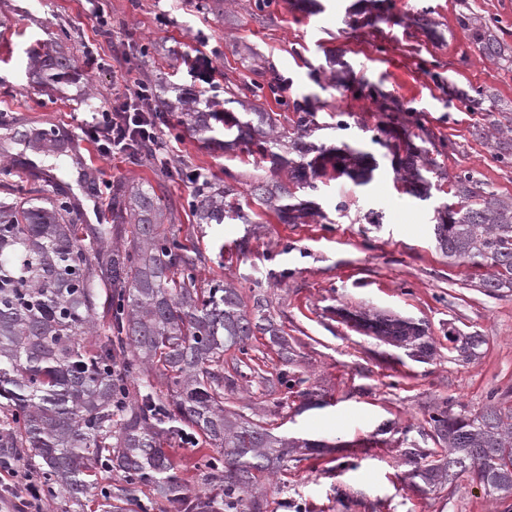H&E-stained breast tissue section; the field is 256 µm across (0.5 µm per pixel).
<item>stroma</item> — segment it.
I'll return each instance as SVG.
<instances>
[{
	"label": "stroma",
	"mask_w": 512,
	"mask_h": 512,
	"mask_svg": "<svg viewBox=\"0 0 512 512\" xmlns=\"http://www.w3.org/2000/svg\"><path fill=\"white\" fill-rule=\"evenodd\" d=\"M100 2L117 33L110 41L92 17ZM204 2L0 0V117L12 120L16 131L35 126L74 143L66 155L10 144L9 155L24 154L29 163L25 187L42 188L37 173H53L76 199L79 223L108 224L113 181L160 185L180 240L204 256L199 280L234 282L248 307L263 300L288 338L293 361L284 363L263 335L252 337L245 349H225L224 372L234 376L235 388L226 392L224 404L278 434L336 447L289 461L287 470L264 483L267 512H504L470 479L419 493L405 478L409 453L440 449L428 424L433 406L451 400L477 410L494 390L512 403V294L487 296L468 264H449L440 253L433 208L452 202V195L441 190L423 202L404 193L390 158L372 141L381 114L354 90L375 85L403 104L400 126L408 121L407 108L421 111L430 136L452 144L439 158L448 172L472 171L486 190L512 196V166L473 134L481 113L449 99L436 81L441 75L463 89H488L507 108L512 71L478 59L456 22L457 0H392L390 17L358 30L343 22L354 0H322L325 11L315 16L295 11L292 0H274L259 19L253 0H236L221 15ZM425 11L437 22L440 41L412 24ZM62 27L70 32L64 48L82 78L40 84L28 51L54 45ZM88 48L105 69L87 64ZM251 50L291 78L289 96L318 95L314 141L354 142L378 159L367 185L344 176L319 180L312 197L326 220L282 224L264 214L256 224L197 223L187 206L197 185L187 172L200 170L221 184L231 175L251 181L257 170L170 126L163 129L172 146L166 171L141 154L102 157L86 139L94 113L111 108L113 88L170 82L220 101L228 86L254 80L240 62ZM328 50L349 62L354 89L323 90L312 81L311 70L324 64ZM340 112L348 114L350 129H337ZM371 211L378 212V223L368 220ZM338 307L425 323L436 353L416 361L342 321L334 313ZM454 330L483 336L479 359L457 356L448 340ZM246 358L260 366V374L242 370ZM282 371L301 378V387L277 385ZM304 390L321 394L326 407L301 410ZM167 451L188 489L205 490L202 449L178 442Z\"/></svg>",
	"instance_id": "stroma-1"
}]
</instances>
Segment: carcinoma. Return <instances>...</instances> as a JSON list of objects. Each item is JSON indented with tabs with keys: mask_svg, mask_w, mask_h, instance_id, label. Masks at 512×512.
Returning <instances> with one entry per match:
<instances>
[{
	"mask_svg": "<svg viewBox=\"0 0 512 512\" xmlns=\"http://www.w3.org/2000/svg\"><path fill=\"white\" fill-rule=\"evenodd\" d=\"M345 24L357 16L382 18L386 0H360ZM457 23L480 59L512 70V45L493 32L467 0H460ZM31 69L47 80H62L74 70L64 51L31 48ZM329 86L344 87L346 63L328 57ZM262 81L243 83V101L229 90L224 103L245 109L240 117L218 103L178 87L171 100L154 92L153 102L180 114L190 134L224 153H246L269 164L270 175L247 184L249 195L282 224L324 219L318 204L297 198L296 190L317 189L331 170L366 185L377 159L356 144L327 145L311 140L318 129L315 96L288 100L290 80L272 66L262 67ZM283 99L295 113L291 128L265 107L267 97ZM471 112H486L483 137L496 156L512 160V118L494 115L482 105L489 91L474 88L457 94ZM27 146L66 152L68 141L47 140L40 129L23 134ZM373 142L397 158L395 169L406 193L424 201L440 181L448 180L457 205L434 225V236L448 263L465 262L477 270L488 295L512 292V197L481 188L473 173L449 174L430 150L379 137ZM54 197L38 202L0 200V456L18 459L39 483L46 501L81 512L82 497L100 473H118L124 485L104 488L110 512H126L133 492H153L150 507L167 512H266L257 492L259 479L271 475L297 449L315 451L322 441L284 438L224 408V389L235 381L224 376V347L244 350L260 333L283 351L288 341L261 302L245 309L238 288L226 281L203 288L196 276L201 254L183 244L170 211L153 186L116 181L110 187L112 223H75L74 208L56 177L47 176ZM234 185H199L192 208L201 224L225 220L252 223L236 197ZM131 225L129 246L103 251L118 226ZM111 291L107 322L99 323L100 289ZM354 324L418 358L433 355L424 324L367 311L347 313ZM466 361L480 356L479 334L450 336ZM434 437L448 448L438 459L414 463L406 478L419 490L453 486L476 476L495 500H512V407L496 396L473 412L444 402L429 414ZM188 433L217 451L204 460L206 481L218 493L190 494L174 473L165 450L174 436Z\"/></svg>",
	"mask_w": 512,
	"mask_h": 512,
	"instance_id": "obj_1",
	"label": "carcinoma"
}]
</instances>
